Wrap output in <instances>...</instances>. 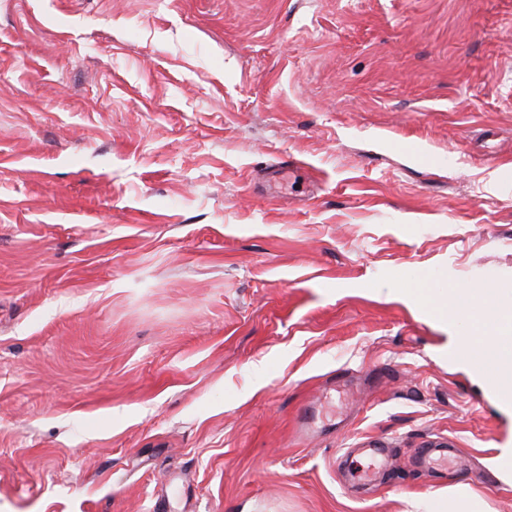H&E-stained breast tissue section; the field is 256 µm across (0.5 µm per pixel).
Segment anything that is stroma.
Wrapping results in <instances>:
<instances>
[{"mask_svg": "<svg viewBox=\"0 0 512 512\" xmlns=\"http://www.w3.org/2000/svg\"><path fill=\"white\" fill-rule=\"evenodd\" d=\"M401 282L512 289V0H0V512H512V412ZM443 444H447V441H438L427 448H417L414 464L422 469H438L437 473L443 477L454 474L461 467L462 458L457 448H432ZM458 491L461 496L456 503L455 510L448 507V512H480L484 510V498L479 491L469 486L461 487Z\"/></svg>", "mask_w": 512, "mask_h": 512, "instance_id": "stroma-1", "label": "stroma"}]
</instances>
